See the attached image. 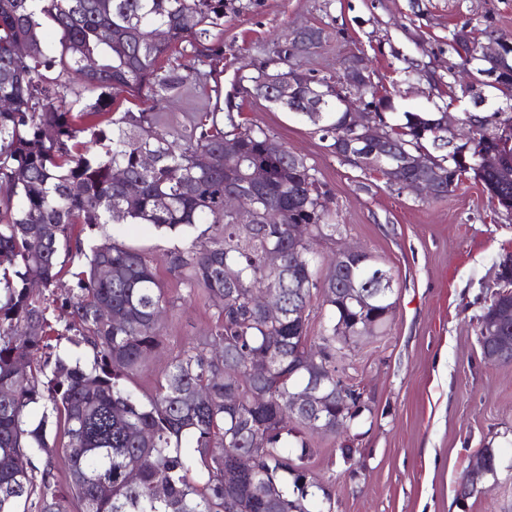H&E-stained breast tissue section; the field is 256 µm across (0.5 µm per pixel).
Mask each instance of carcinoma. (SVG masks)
Returning <instances> with one entry per match:
<instances>
[{"label": "carcinoma", "instance_id": "obj_1", "mask_svg": "<svg viewBox=\"0 0 512 512\" xmlns=\"http://www.w3.org/2000/svg\"><path fill=\"white\" fill-rule=\"evenodd\" d=\"M226 8L225 0H0V512H333L331 493L308 466L319 432L289 409L288 396L314 379L325 422L358 421L336 391V342L354 344L351 334L367 321L388 324L394 289L380 293L378 260L345 258L319 279L314 245L336 239L341 225L312 168L268 131L203 106L176 141L156 112L114 119L107 111L116 91L148 87L157 106L179 93L187 81L181 65H162L174 53L199 76L216 72ZM45 20L60 34L58 51L42 40ZM21 43L24 56L15 52ZM88 59L95 70L84 69ZM101 116L109 136L86 122ZM403 116L399 147L429 143L445 166L459 168L440 118ZM471 119L479 121L474 152L496 146L497 131L512 127L511 112ZM345 127L346 113L334 107L319 124L332 140ZM87 135L101 151H91ZM226 139L238 158L224 156ZM200 150L213 158L206 170L192 165ZM145 154L155 158L150 169L141 166ZM252 165L268 176L261 194L246 196L240 219L224 212V191ZM118 169L140 184L137 197L115 181ZM478 176L491 194L512 198V184ZM121 221L170 232L216 227L208 240L174 252L171 264L189 291L205 293L218 321L171 355L149 393L126 381L163 344L165 290L139 251L110 238L90 245L75 231ZM299 223L307 228L302 242L289 233ZM273 252L282 254L276 268L267 264ZM67 270L73 284L58 296ZM33 280L42 285L37 296ZM351 281L366 306L349 300ZM263 289L280 296L277 323L251 306ZM318 295L329 324L312 337L309 305ZM104 306L123 322L105 320ZM56 311L57 339L91 347V367L69 363L47 342ZM497 317L498 335L512 336V296ZM317 349L331 361L312 379L302 356ZM253 361L265 364L263 375L252 374ZM242 453L254 458L249 471L237 466ZM477 457L497 477V450L485 446Z\"/></svg>", "mask_w": 512, "mask_h": 512}]
</instances>
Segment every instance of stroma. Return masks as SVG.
Masks as SVG:
<instances>
[{
	"instance_id": "35a3bbf8",
	"label": "stroma",
	"mask_w": 512,
	"mask_h": 512,
	"mask_svg": "<svg viewBox=\"0 0 512 512\" xmlns=\"http://www.w3.org/2000/svg\"><path fill=\"white\" fill-rule=\"evenodd\" d=\"M224 17V65L217 81L189 75L186 89L159 113L169 132L187 123L217 92L236 91L242 120L262 127L312 167L343 226L340 242L320 245L316 266L326 274L338 243L367 249L394 277L396 301L386 333L345 350L347 374L373 399L374 417L356 427L351 460L334 438H315L311 469L331 484L335 512H512V364L490 365L477 342L499 264L512 254V214L475 174H466L448 198L423 199L336 156L301 115L255 93L239 91L277 42L304 28L321 33L302 71L342 72L362 60L378 94L388 96L389 123L403 113L444 111L452 123L466 113L506 108L497 90L483 103L454 83L460 59L454 30L472 29L512 40V0H232ZM199 224L188 236L151 224H108L83 232L87 241L112 237L137 249L156 268L169 300L166 337L131 380L145 389L161 378L170 352L213 326L218 310L188 293L171 265L185 238L207 239ZM498 448L497 480L467 499L455 487L483 446Z\"/></svg>"
}]
</instances>
